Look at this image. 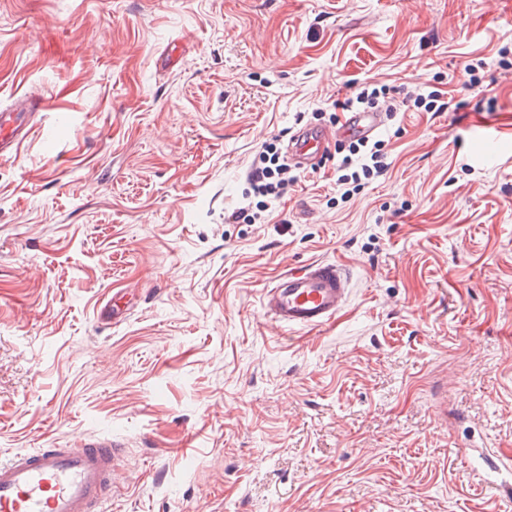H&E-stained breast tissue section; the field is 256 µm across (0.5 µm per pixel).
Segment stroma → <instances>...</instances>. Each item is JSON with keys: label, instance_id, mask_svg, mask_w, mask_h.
I'll use <instances>...</instances> for the list:
<instances>
[{"label": "stroma", "instance_id": "stroma-1", "mask_svg": "<svg viewBox=\"0 0 512 512\" xmlns=\"http://www.w3.org/2000/svg\"><path fill=\"white\" fill-rule=\"evenodd\" d=\"M354 82L449 107L385 122L353 201L331 150L225 223ZM32 91L0 159V459L111 438L106 512H512V0H0V109ZM317 261L346 304L282 329L263 289ZM48 107L42 95L27 93L11 110L0 111V158L16 155L18 146L26 139L36 111ZM272 157H268V151L263 150L255 155L251 169L247 174L254 193L276 201L288 193L289 186L298 182L297 175H288V164L281 163L272 168Z\"/></svg>", "mask_w": 512, "mask_h": 512}]
</instances>
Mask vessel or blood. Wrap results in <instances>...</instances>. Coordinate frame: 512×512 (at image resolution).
Segmentation results:
<instances>
[{
    "label": "vessel or blood",
    "mask_w": 512,
    "mask_h": 512,
    "mask_svg": "<svg viewBox=\"0 0 512 512\" xmlns=\"http://www.w3.org/2000/svg\"><path fill=\"white\" fill-rule=\"evenodd\" d=\"M43 96L28 93L13 109L0 111V158L16 154L32 128ZM380 112L348 113L340 127L305 129L288 146L295 166H303L340 139L372 137L382 126ZM351 288L343 266L321 261L283 274L266 288L261 307L280 327L316 330L346 304ZM118 449L111 439L83 437L74 448H37L0 460V512H99L112 483Z\"/></svg>",
    "instance_id": "b4317fda"
}]
</instances>
